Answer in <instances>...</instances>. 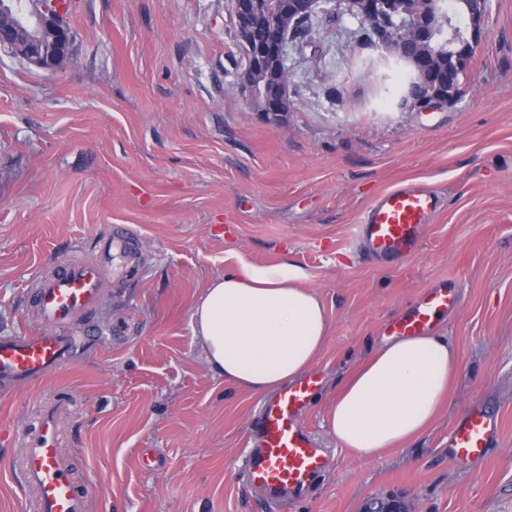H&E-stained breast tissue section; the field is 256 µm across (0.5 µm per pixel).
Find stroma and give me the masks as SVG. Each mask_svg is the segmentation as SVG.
<instances>
[{"instance_id":"35a3bbf8","label":"stroma","mask_w":512,"mask_h":512,"mask_svg":"<svg viewBox=\"0 0 512 512\" xmlns=\"http://www.w3.org/2000/svg\"><path fill=\"white\" fill-rule=\"evenodd\" d=\"M73 55L48 74L0 49V336L32 330L29 282L130 225L142 264L92 320L106 339L48 378L0 394V425L69 394L65 450L91 512H261L237 478L261 397L207 367L194 301L238 258L300 266L331 335L299 415L328 471L289 512H512V0L452 107L400 104L405 68L351 14L288 48L289 109L270 123L236 88L228 0H70ZM422 179L443 198L420 253L377 262L353 227L383 190ZM455 286L437 325L457 350L448 402L421 437L370 459L337 445L328 409L384 341L385 320L426 287ZM480 404L502 421L482 460L449 459L448 434Z\"/></svg>"}]
</instances>
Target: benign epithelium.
Listing matches in <instances>:
<instances>
[{
  "label": "benign epithelium",
  "mask_w": 512,
  "mask_h": 512,
  "mask_svg": "<svg viewBox=\"0 0 512 512\" xmlns=\"http://www.w3.org/2000/svg\"><path fill=\"white\" fill-rule=\"evenodd\" d=\"M356 16L361 23L377 31L376 42L387 52L398 55L405 46L417 39L430 40L447 33V13L439 6L428 15L420 11L398 17L391 4L384 0H230V16L236 36L245 34L252 12L262 13L272 26V35L265 44H246L241 57L236 87L251 103L257 97L265 101L262 115L270 122L287 110L290 84L288 81V43L301 38L306 25L319 14L336 16L341 9ZM0 13L12 20L0 23V46L29 64L53 73L73 51L74 32L66 20L58 0H0ZM487 7H466L468 26L465 36L453 41L448 50V82L455 80V66L460 58L475 53L487 38L485 18ZM273 72L275 77L259 88L254 76ZM438 82L425 83L406 89L402 104L422 108L427 105L453 106L462 96L463 87L450 94L436 91ZM366 512H402L398 502L373 499Z\"/></svg>",
  "instance_id": "1"
}]
</instances>
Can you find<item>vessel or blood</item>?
<instances>
[{
	"instance_id": "1",
	"label": "vessel or blood",
	"mask_w": 512,
	"mask_h": 512,
	"mask_svg": "<svg viewBox=\"0 0 512 512\" xmlns=\"http://www.w3.org/2000/svg\"><path fill=\"white\" fill-rule=\"evenodd\" d=\"M441 206L439 192L429 183L404 182L371 202L353 239L374 260H406L419 253L425 229ZM134 241L127 225L113 224L95 254L45 267L27 291L34 330L0 336V389L43 379L72 362L79 344L94 342L84 322L100 307L109 275L126 273ZM459 303L457 289H424L405 312L386 320L384 332L394 337L428 333ZM75 325L81 328L77 337L70 332ZM319 389L320 378L312 371L261 404L255 445L243 456L241 470L246 484L271 507L307 496L330 466L325 450L298 421ZM73 413L71 399L54 392L37 403L21 428L0 429V444L14 450L10 468L21 482L26 512H89V489L62 448L64 421ZM498 433L497 419L481 407H469L449 435V456L458 463L483 457Z\"/></svg>"
}]
</instances>
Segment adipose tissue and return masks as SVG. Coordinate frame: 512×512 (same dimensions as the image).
Returning a JSON list of instances; mask_svg holds the SVG:
<instances>
[{
  "label": "adipose tissue",
  "mask_w": 512,
  "mask_h": 512,
  "mask_svg": "<svg viewBox=\"0 0 512 512\" xmlns=\"http://www.w3.org/2000/svg\"><path fill=\"white\" fill-rule=\"evenodd\" d=\"M288 261H240L214 277L191 309L193 334L211 372L267 395L302 376L325 347L330 319ZM457 353L428 333L383 342L333 400L327 426L341 447L363 457L420 437L448 398Z\"/></svg>",
  "instance_id": "1"
}]
</instances>
